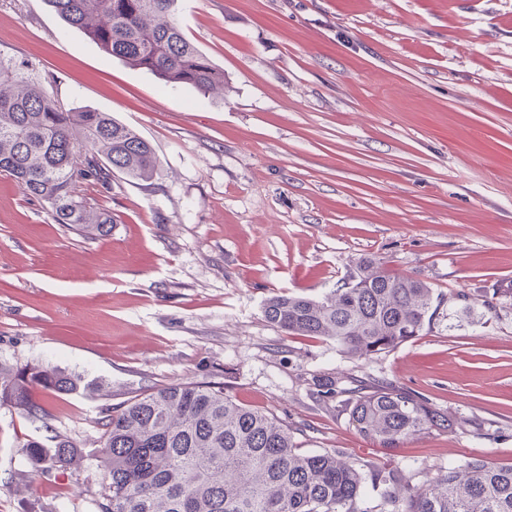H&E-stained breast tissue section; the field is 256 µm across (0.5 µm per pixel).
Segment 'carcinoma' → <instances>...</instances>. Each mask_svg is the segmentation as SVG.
<instances>
[{"instance_id": "carcinoma-1", "label": "carcinoma", "mask_w": 512, "mask_h": 512, "mask_svg": "<svg viewBox=\"0 0 512 512\" xmlns=\"http://www.w3.org/2000/svg\"><path fill=\"white\" fill-rule=\"evenodd\" d=\"M179 0H44L114 58L170 86L204 95L224 91V71L183 33ZM151 145L107 112L64 109L26 65L0 56V173L55 221L107 236L112 216L92 207L81 184L108 182L112 170L147 181L156 171ZM347 286L321 299L275 295L266 321L298 336L336 342L345 356L391 352L416 337L434 293L416 276L393 273L374 259L356 262ZM37 387L57 393L83 387L78 375L39 365L0 364V406L45 415ZM318 399L343 397L349 421L383 448L454 421L417 394L396 387H343L313 380ZM104 470L100 512H512V465L472 459L418 485L395 472L371 471L342 452H306L284 422L237 403L213 384L178 383L137 395L100 419ZM383 486L380 510L367 506V483Z\"/></svg>"}]
</instances>
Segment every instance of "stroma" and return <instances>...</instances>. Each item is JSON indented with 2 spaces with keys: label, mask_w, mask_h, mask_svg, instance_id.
<instances>
[{
  "label": "stroma",
  "mask_w": 512,
  "mask_h": 512,
  "mask_svg": "<svg viewBox=\"0 0 512 512\" xmlns=\"http://www.w3.org/2000/svg\"><path fill=\"white\" fill-rule=\"evenodd\" d=\"M177 19L223 93L165 87L43 0H0V54L158 160L147 181L83 184L112 216L97 238L0 174V363L85 384L38 392L40 420L0 406V512H99L106 409L182 382L413 484L474 457L512 464V0H180ZM361 258L433 288L413 340L350 358L265 320L266 299L323 297ZM325 376L410 390L456 429L379 447L311 396ZM31 439L69 442L79 465Z\"/></svg>",
  "instance_id": "stroma-1"
}]
</instances>
